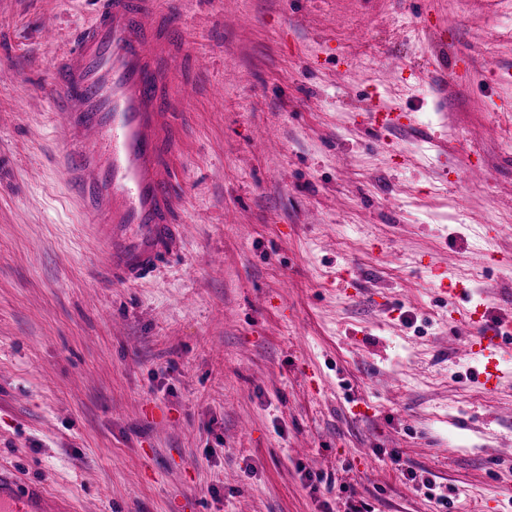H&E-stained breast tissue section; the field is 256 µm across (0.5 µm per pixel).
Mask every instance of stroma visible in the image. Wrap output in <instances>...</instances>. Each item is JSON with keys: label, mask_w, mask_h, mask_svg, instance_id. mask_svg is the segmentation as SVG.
<instances>
[{"label": "stroma", "mask_w": 512, "mask_h": 512, "mask_svg": "<svg viewBox=\"0 0 512 512\" xmlns=\"http://www.w3.org/2000/svg\"><path fill=\"white\" fill-rule=\"evenodd\" d=\"M92 2L0 0V467L54 512H512V350L486 389L438 290L512 319V11L166 0L183 241L115 283L50 95Z\"/></svg>", "instance_id": "obj_1"}]
</instances>
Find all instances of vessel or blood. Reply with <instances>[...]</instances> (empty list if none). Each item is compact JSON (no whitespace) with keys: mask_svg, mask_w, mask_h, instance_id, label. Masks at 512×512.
I'll return each instance as SVG.
<instances>
[{"mask_svg":"<svg viewBox=\"0 0 512 512\" xmlns=\"http://www.w3.org/2000/svg\"><path fill=\"white\" fill-rule=\"evenodd\" d=\"M184 43L180 23L158 0H98L53 73L51 95L67 134L62 176L94 223L93 237L113 279L152 274L177 250L182 226L178 130L184 104L172 63ZM449 315L472 326L484 385L500 378L499 335L483 329V305ZM41 491L0 469V512H46Z\"/></svg>","mask_w":512,"mask_h":512,"instance_id":"b4317fda","label":"vessel or blood"}]
</instances>
